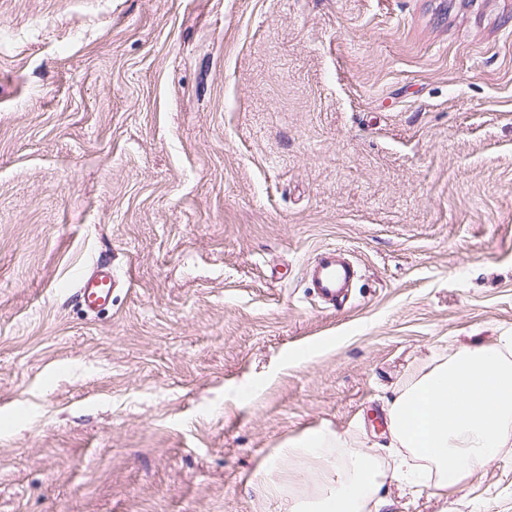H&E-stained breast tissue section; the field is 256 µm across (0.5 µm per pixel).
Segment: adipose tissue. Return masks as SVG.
I'll return each mask as SVG.
<instances>
[{
	"instance_id": "ef3b65f1",
	"label": "adipose tissue",
	"mask_w": 512,
	"mask_h": 512,
	"mask_svg": "<svg viewBox=\"0 0 512 512\" xmlns=\"http://www.w3.org/2000/svg\"><path fill=\"white\" fill-rule=\"evenodd\" d=\"M393 438L428 469L408 467L416 482L457 485L512 447V336L459 346L444 362L395 391L388 402ZM290 455L327 461L336 483L313 501L289 500L285 512H365L381 477L375 452L332 433L293 444Z\"/></svg>"
}]
</instances>
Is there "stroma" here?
<instances>
[{
  "label": "stroma",
  "mask_w": 512,
  "mask_h": 512,
  "mask_svg": "<svg viewBox=\"0 0 512 512\" xmlns=\"http://www.w3.org/2000/svg\"><path fill=\"white\" fill-rule=\"evenodd\" d=\"M503 336L512 0H0V512H284L318 432L379 512H512V447L410 487L387 415ZM356 270L335 248L320 249L310 268L311 288L331 307L341 302ZM115 287L112 267L106 261H98L90 274L81 277L77 296L88 310L95 311L112 303Z\"/></svg>",
  "instance_id": "35a3bbf8"
}]
</instances>
